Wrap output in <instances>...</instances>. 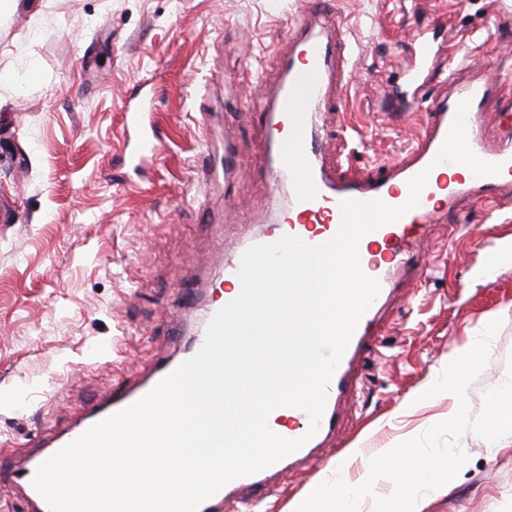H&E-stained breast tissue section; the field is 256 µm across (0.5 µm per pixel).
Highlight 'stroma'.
Masks as SVG:
<instances>
[{"instance_id": "1", "label": "stroma", "mask_w": 512, "mask_h": 512, "mask_svg": "<svg viewBox=\"0 0 512 512\" xmlns=\"http://www.w3.org/2000/svg\"><path fill=\"white\" fill-rule=\"evenodd\" d=\"M314 2L0 0V448L12 460L185 351L224 264L273 224L287 195L262 176L256 104L278 84L293 21ZM331 2L353 67L315 132L336 175L396 163L421 129L415 94L400 116L379 106L420 39L452 41L454 65L512 92V0ZM144 96L163 147L134 169L121 159L123 112ZM228 141L233 181L204 183L202 162ZM488 245L512 251V204L466 200L431 225L414 248L429 264L393 295L324 453L229 512H281L318 479L357 481L381 449L447 415V399L416 393L498 319L466 390L470 416L480 414L512 367V258L486 277ZM109 339L115 352L90 358ZM456 445L467 462L422 496L421 512H512V442L493 449L469 430Z\"/></svg>"}]
</instances>
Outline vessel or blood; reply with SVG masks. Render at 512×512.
<instances>
[{"label": "vessel or blood", "instance_id": "b4317fda", "mask_svg": "<svg viewBox=\"0 0 512 512\" xmlns=\"http://www.w3.org/2000/svg\"><path fill=\"white\" fill-rule=\"evenodd\" d=\"M336 15L306 12L295 25L297 37L288 58L286 73L274 96L263 104L268 117L266 139L262 146L267 162L263 175L272 190L287 189L288 202L281 210L264 243L271 244L282 236L299 237L306 244L320 245L338 232L342 222L343 200H381L391 206L403 204L408 195V182L427 167H434L420 195V204L398 221L384 225L365 235L358 252L363 271L376 278L380 292L361 317L328 386L327 401L320 426L314 436H307L308 415L289 408L290 419L282 435L288 439L304 438V445L278 461V468L292 467L308 460L335 428L339 402L354 388L357 360L372 343L381 315L393 291V281L402 268V256L408 243L423 239L431 224L439 221L445 208L469 199L489 205H502L512 190V130L489 137L478 124L477 115L486 101L496 93L491 82L471 79L456 83L453 90L429 100L422 133L412 142L400 160L387 169L375 170L348 180L337 179L325 164L316 147L312 125L318 106L328 104L332 85L341 83L351 67L346 51L347 41ZM439 51L427 42L420 43L416 63L407 74V82L425 87L434 69ZM469 100L467 141L482 160L500 164L498 174L477 177L473 173L456 174L454 164H435L434 158L445 140L458 104ZM161 150L155 133L143 134L128 148L127 163L139 165L156 157ZM176 362H161L139 387L112 396L109 401L91 408L81 421L68 427L51 442L31 440L35 452L25 464L13 466L14 483L22 487L31 512H49L44 498L32 485L37 468L98 421L131 406L147 395L164 377L173 372ZM265 472L234 479L205 501L199 512H222L224 502L240 488L261 490Z\"/></svg>", "mask_w": 512, "mask_h": 512}]
</instances>
